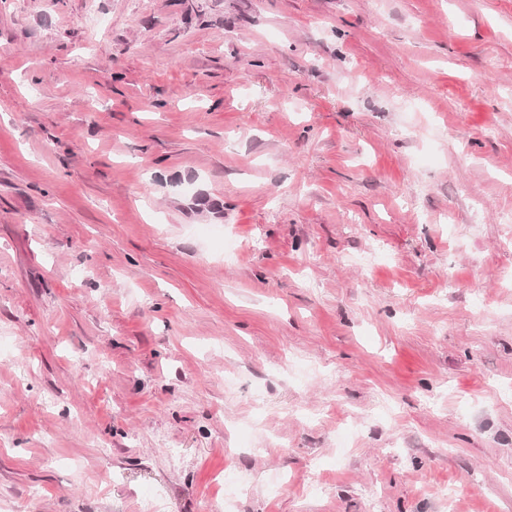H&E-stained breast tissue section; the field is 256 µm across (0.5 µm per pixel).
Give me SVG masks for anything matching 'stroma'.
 I'll list each match as a JSON object with an SVG mask.
<instances>
[{
  "label": "stroma",
  "instance_id": "1",
  "mask_svg": "<svg viewBox=\"0 0 512 512\" xmlns=\"http://www.w3.org/2000/svg\"><path fill=\"white\" fill-rule=\"evenodd\" d=\"M511 211L512 0H0V512H512Z\"/></svg>",
  "mask_w": 512,
  "mask_h": 512
}]
</instances>
